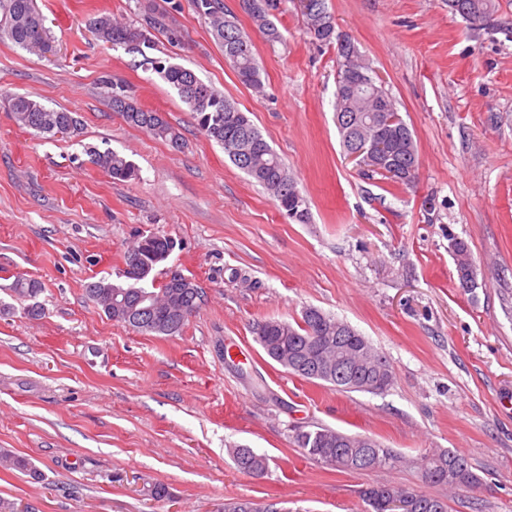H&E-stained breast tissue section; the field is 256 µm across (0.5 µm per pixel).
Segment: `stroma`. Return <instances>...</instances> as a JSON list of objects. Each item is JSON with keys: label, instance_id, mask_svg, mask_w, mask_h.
Here are the masks:
<instances>
[{"label": "stroma", "instance_id": "stroma-1", "mask_svg": "<svg viewBox=\"0 0 512 512\" xmlns=\"http://www.w3.org/2000/svg\"><path fill=\"white\" fill-rule=\"evenodd\" d=\"M53 46L35 56L0 40V90L77 113L75 137H37L0 108V499L19 512H223L226 500L281 512H366L360 491L390 480L447 496L448 512H512V0L475 30L447 0H327L413 133L410 185L365 175L335 120L336 50L306 32L292 0L271 42L224 0L251 37L263 86L240 83L193 0H178L153 56L193 69L248 112L308 198L302 224L197 129L176 91L139 53L96 40L106 12L143 24L168 0H36ZM162 113L176 150L113 112L104 78ZM123 154L138 176L113 182L87 148ZM155 232L174 249L157 280L195 281L205 300L174 336L107 318L85 294L118 280L125 251ZM464 239L476 286L460 288L449 236ZM39 281L29 318L10 288ZM313 306L390 360L385 393H340L289 374L253 324L300 320ZM373 435L413 457L464 454L479 487L456 493L419 470L340 473L305 457L293 427ZM267 455L259 476L231 448ZM169 488L155 501L153 484Z\"/></svg>", "mask_w": 512, "mask_h": 512}]
</instances>
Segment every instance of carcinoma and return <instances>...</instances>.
Instances as JSON below:
<instances>
[{
  "mask_svg": "<svg viewBox=\"0 0 512 512\" xmlns=\"http://www.w3.org/2000/svg\"><path fill=\"white\" fill-rule=\"evenodd\" d=\"M314 8L302 14L307 34L324 45H336V124L344 151L362 145L375 133L389 142V152L375 158L367 172L401 185L412 183L416 177L419 158L414 137L406 124L387 130L381 125V111L396 110L388 92L376 84L373 77L356 84L351 74L371 69L362 59L358 48L347 36L336 33L335 22L328 11L326 0H313ZM281 0H240L255 27L271 42L280 39V32L271 20L272 12L279 10ZM466 11L464 20L474 29L489 25L495 10L494 0H448V9L458 14L456 5ZM197 13L209 24L224 58L234 69L240 82L246 86L262 84L261 71L253 52V43L238 25L236 17L225 9L224 0H194ZM159 21L149 18L145 25L123 24L107 13H98L90 21L95 37L113 46L137 43L139 52L151 68L168 82L193 114L198 130L210 141L224 149L229 160L262 186L289 218L303 223L308 218V202L297 187L288 167L264 139L250 116L217 91L202 83L206 95L201 99L183 90V83L194 71L180 65H166L146 56L153 48L149 29ZM0 38L9 40L29 52H47L52 48L50 31L35 7V0H0ZM8 111L22 128L35 134L74 136L79 133L81 121L75 113L47 106L39 99L0 91ZM111 99H121L126 107L117 110L122 120L139 128L155 139L173 147L182 145V134L159 112L143 109L134 102L127 89L112 83ZM91 162L106 172L115 182L136 178L137 169L125 156L113 151L87 148ZM174 248V242L162 235L150 233L139 237L125 252L122 283L99 279L88 283L87 297L116 323L143 334L174 336L183 331L189 316L186 306L199 311L202 289L192 280L176 277L170 284L154 287V271ZM458 280L475 274V265L468 243L449 239ZM12 291L31 300L25 311L32 319L44 313L36 301L42 292L35 280L19 278ZM256 342L266 355L303 380L326 384L339 392L381 394L395 381L390 360L347 322L315 307L302 312L301 320L268 318L254 323ZM293 442L304 455L316 462L333 467L338 472L361 473L390 471L411 465L421 471L426 482L451 490L473 489L480 485V477L473 471L468 458L450 448H431L415 457H405L387 448L372 436L349 434L328 426L293 428ZM231 456L239 471L259 474L267 468V458L252 448L237 446ZM0 468L26 470L37 474L30 462L8 453L0 454ZM362 500L371 512H387L386 503L401 498L407 503L405 512H448L445 499L422 491L409 490L390 482H378L361 491ZM274 505L252 498H236L224 503V512H273Z\"/></svg>",
  "mask_w": 512,
  "mask_h": 512,
  "instance_id": "1",
  "label": "carcinoma"
}]
</instances>
